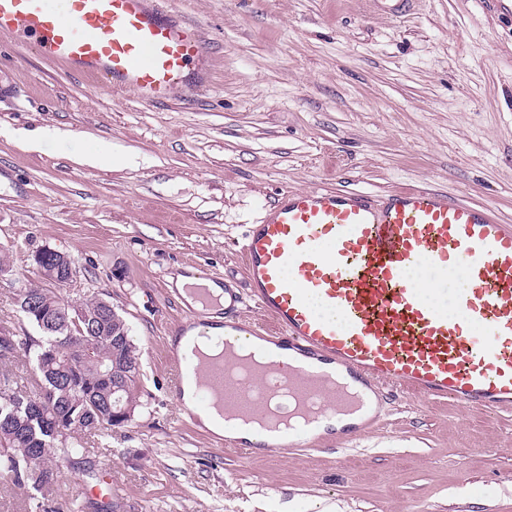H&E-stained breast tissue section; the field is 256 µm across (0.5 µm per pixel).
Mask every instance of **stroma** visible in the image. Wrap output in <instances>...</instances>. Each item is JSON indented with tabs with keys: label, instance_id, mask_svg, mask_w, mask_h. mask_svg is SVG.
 Segmentation results:
<instances>
[{
	"label": "stroma",
	"instance_id": "stroma-1",
	"mask_svg": "<svg viewBox=\"0 0 512 512\" xmlns=\"http://www.w3.org/2000/svg\"><path fill=\"white\" fill-rule=\"evenodd\" d=\"M161 2L208 54L206 81L162 103L0 37L19 93L0 102V327H20L14 290L41 285L48 247L76 266L62 295L111 300L141 363L132 420L52 492L0 482V512H512V409L383 392L369 432L249 460L167 398L164 359L170 276L242 279L245 229L281 192L426 185L512 225V0H416L401 20L357 0ZM105 470L111 500L84 496Z\"/></svg>",
	"mask_w": 512,
	"mask_h": 512
}]
</instances>
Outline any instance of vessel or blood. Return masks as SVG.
<instances>
[{"label": "vessel or blood", "instance_id": "obj_1", "mask_svg": "<svg viewBox=\"0 0 512 512\" xmlns=\"http://www.w3.org/2000/svg\"><path fill=\"white\" fill-rule=\"evenodd\" d=\"M158 0H0V36L113 90L154 103L203 78L204 46L192 22ZM415 0H366L391 19ZM245 289L214 298L208 273L188 288L183 326L206 329L224 308V354L167 356V393L180 400L187 378L197 399L189 421L218 410L272 435L225 445L245 458L306 448L336 415L361 412L362 388L392 387L433 403L452 400L495 412L512 406V226L488 207L421 187L381 197L322 189L286 191L239 249ZM437 284L464 278L452 320L408 283L409 267ZM253 305L258 323L242 310Z\"/></svg>", "mask_w": 512, "mask_h": 512}]
</instances>
